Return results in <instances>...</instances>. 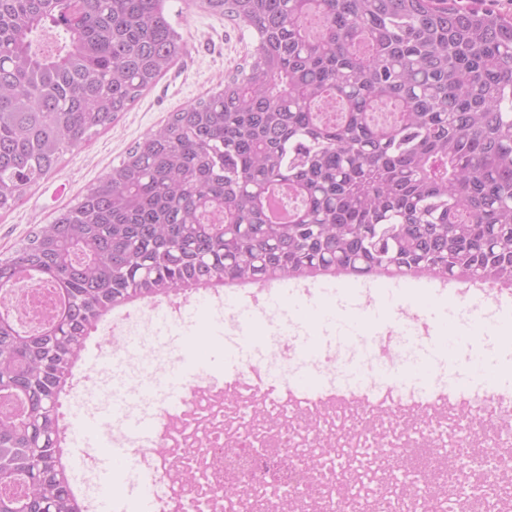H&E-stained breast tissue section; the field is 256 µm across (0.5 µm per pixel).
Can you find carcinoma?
I'll list each match as a JSON object with an SVG mask.
<instances>
[{
  "mask_svg": "<svg viewBox=\"0 0 512 512\" xmlns=\"http://www.w3.org/2000/svg\"><path fill=\"white\" fill-rule=\"evenodd\" d=\"M167 0H0V210L186 53ZM251 38L77 203L0 258L53 288L0 315V512H79L56 456L85 338L135 292L383 264L512 282V18L454 0H187ZM288 212V228L271 221Z\"/></svg>",
  "mask_w": 512,
  "mask_h": 512,
  "instance_id": "carcinoma-1",
  "label": "carcinoma"
}]
</instances>
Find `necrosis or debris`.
I'll list each match as a JSON object with an SVG mask.
<instances>
[{"label": "necrosis or debris", "mask_w": 512, "mask_h": 512, "mask_svg": "<svg viewBox=\"0 0 512 512\" xmlns=\"http://www.w3.org/2000/svg\"><path fill=\"white\" fill-rule=\"evenodd\" d=\"M335 358L315 366L324 385L311 394L294 387L271 364L253 359L207 390L183 388L176 412L154 404L149 446L130 440L159 484V512H270L273 499L302 495L312 512H424L419 488L398 492L389 462L429 474L440 485L466 488L465 502L482 512H502L512 485L496 476L512 468V391L480 384L456 389L434 384L428 393L408 384L364 380L345 390L333 376ZM336 441L340 461H325L320 474L305 473L310 423ZM470 431L466 468L456 467L457 445L436 435ZM386 436V450H372V436ZM235 444L248 475L244 488L223 493L225 444ZM194 471L193 485L183 481Z\"/></svg>", "instance_id": "obj_1"}]
</instances>
